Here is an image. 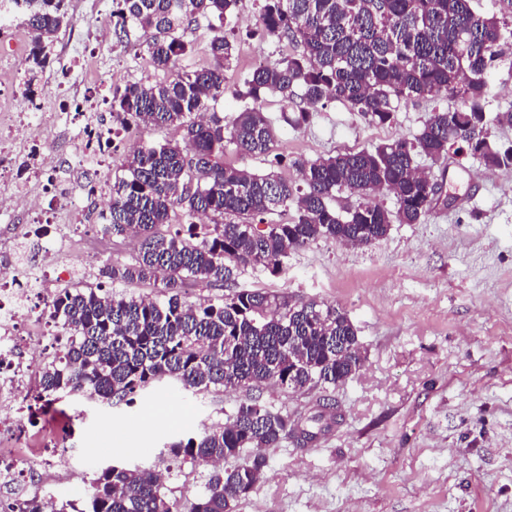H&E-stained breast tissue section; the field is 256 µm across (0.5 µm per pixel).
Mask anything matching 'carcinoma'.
<instances>
[{"mask_svg": "<svg viewBox=\"0 0 512 512\" xmlns=\"http://www.w3.org/2000/svg\"><path fill=\"white\" fill-rule=\"evenodd\" d=\"M33 33L31 57L46 66L66 0H15ZM239 0H112L115 30L130 25L147 37L143 55L166 73L154 83L112 92L114 134L132 125L175 127L182 141L142 145L125 154L112 176L107 231L136 237L141 248L124 265L104 263L98 276L111 284L159 282L160 299L97 287L58 293L52 317L70 340L43 368L36 418L60 402L134 404L148 387L171 379L194 394L213 389H255L275 383L293 391L344 383L363 366L357 331L339 308L238 286L247 269L282 273L288 254L319 239L354 245L385 237L391 224H418L440 200L438 184L416 165L449 153H469L491 169H512V145L482 134L491 76L512 49V16L475 7L479 0H262L261 33L293 52L255 68L231 94L240 108L229 121L217 112L227 91L224 71L234 45L224 21ZM210 32V63L181 68L195 50L186 33L200 21ZM302 88L306 108L340 101L369 124L392 120L393 99H435L451 94L461 106L435 110L411 138L370 149L293 160L299 182L271 171L256 174L224 161L227 146L279 165L267 97L277 96L283 118ZM347 191L365 198L343 213L332 205ZM390 193L396 208L370 200ZM294 211L292 218L282 216ZM170 226L168 233L159 226ZM233 287L231 293L188 301V282ZM288 415L257 399L241 403L224 423L164 444L162 462L199 464L235 458L242 464L213 475L190 512H235L267 464L264 449L297 435ZM59 512H182L162 491L153 468L115 462L87 483L80 504Z\"/></svg>", "mask_w": 512, "mask_h": 512, "instance_id": "cac0c4a2", "label": "carcinoma"}]
</instances>
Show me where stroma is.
<instances>
[{"instance_id":"obj_1","label":"stroma","mask_w":512,"mask_h":512,"mask_svg":"<svg viewBox=\"0 0 512 512\" xmlns=\"http://www.w3.org/2000/svg\"><path fill=\"white\" fill-rule=\"evenodd\" d=\"M260 7L261 0H240L224 25L235 46L224 73L228 87L240 84L256 59L272 62L289 51L255 35ZM67 13L55 42L59 55L44 72L51 91L83 95L89 73L108 88L161 79L134 51L144 40L140 29L128 27V50L117 49L112 0H67ZM77 32L87 41L83 71L66 49ZM459 105L450 95L396 100L393 120L371 125L332 101L294 125L281 120L272 98L267 113L281 165L270 167L232 147L225 158L294 180L295 157L410 138L433 109ZM416 162L442 180L445 196L421 223L392 224L385 237L364 246L321 239L292 251L280 275L250 271L238 279L239 286L293 303L340 308L364 356L345 383L195 395L164 381L133 409L101 402L53 406L31 434L62 436L84 448L93 430L119 426L127 442L149 446L137 457L120 448L98 454L80 471L86 482L115 461L155 467L156 451L170 437L226 421L256 397L302 425L320 417L322 431L310 441L291 436L266 449L264 474L236 512H512V171L485 169L469 154ZM211 475L204 466H175L164 490L190 504Z\"/></svg>"}]
</instances>
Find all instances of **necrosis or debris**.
<instances>
[{"label":"necrosis or debris","mask_w":512,"mask_h":512,"mask_svg":"<svg viewBox=\"0 0 512 512\" xmlns=\"http://www.w3.org/2000/svg\"><path fill=\"white\" fill-rule=\"evenodd\" d=\"M29 57L21 30L0 40V72L12 74L10 83L0 84V98L15 108L14 124L0 136V215L26 216L0 226V504L55 512L56 489L71 486L76 454L63 438L31 442L28 399L41 388L44 361L34 340L55 337L51 308L58 292L94 270L101 244L77 249L73 237L87 222L107 223L112 144L130 147L137 138L131 128L113 135L104 113L108 100L94 92L58 101L57 112L48 111L42 71ZM61 111L77 135L61 142L43 138ZM63 151L75 159L65 173L56 168ZM81 196L99 202L93 216L76 207Z\"/></svg>","instance_id":"necrosis-or-debris-1"}]
</instances>
